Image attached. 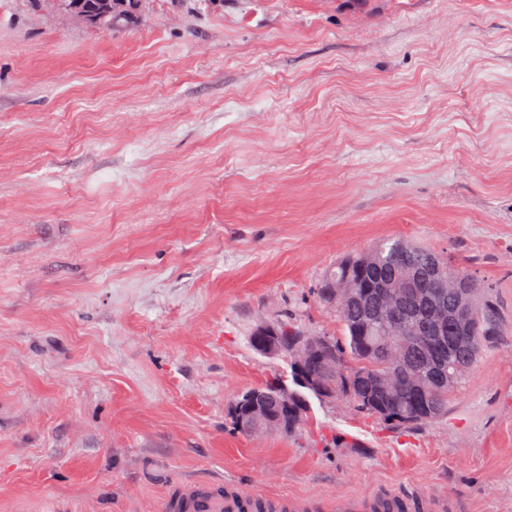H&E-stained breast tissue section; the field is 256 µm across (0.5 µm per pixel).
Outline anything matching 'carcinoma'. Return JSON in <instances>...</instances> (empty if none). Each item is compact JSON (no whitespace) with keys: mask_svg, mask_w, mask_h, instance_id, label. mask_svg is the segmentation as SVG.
Instances as JSON below:
<instances>
[{"mask_svg":"<svg viewBox=\"0 0 512 512\" xmlns=\"http://www.w3.org/2000/svg\"><path fill=\"white\" fill-rule=\"evenodd\" d=\"M148 0H126V8L120 13L100 17L95 26L110 29L120 22H134L145 12ZM437 255L425 248L410 246L395 238L385 239L374 246L371 254L349 256L332 267L324 276L320 289L333 283L336 297L342 298L351 288L363 294V304L377 308L386 304L375 288L378 274L395 270L405 272L410 278L428 270L430 261ZM441 270L448 278V287L437 289L441 303L453 309L458 304L461 283L470 278L464 271L445 262ZM341 326L342 338L325 337L327 345L312 344L305 354L303 370L306 374L333 385L336 395L345 397L359 409L380 420L403 428H411L433 422L448 413L451 393L473 366L482 346L496 326L492 313L480 303H474L475 324L473 334L459 336L453 325H448V335L433 336L425 326V312L411 302L402 305L393 327V335L381 336L379 332L364 324L361 308L335 302ZM279 340L283 351L291 360L298 357L295 341L309 334L287 322H277ZM400 342L404 347V366L397 369L386 363L385 347L388 342ZM349 369L358 375L344 388L330 372V366ZM392 373L389 388L380 387L376 377ZM264 399L260 411L280 420L277 432L282 435L294 433L306 414L307 404L295 407L293 402L285 403L283 393L288 397L302 395L296 389L285 387L282 376H273L264 383ZM236 416L243 423H251L257 417L240 394L232 403Z\"/></svg>","mask_w":512,"mask_h":512,"instance_id":"cac0c4a2","label":"carcinoma"}]
</instances>
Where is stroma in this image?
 I'll return each instance as SVG.
<instances>
[{
	"instance_id": "obj_1",
	"label": "stroma",
	"mask_w": 512,
	"mask_h": 512,
	"mask_svg": "<svg viewBox=\"0 0 512 512\" xmlns=\"http://www.w3.org/2000/svg\"><path fill=\"white\" fill-rule=\"evenodd\" d=\"M486 107L471 110V98ZM387 237L498 314L445 417L231 402L341 336L318 296ZM512 512V0H150L104 30L0 0V512H160L176 482ZM272 325L276 326L280 331L281 335L278 336V338L283 342V352L290 355L291 362L295 361L298 357V344H295V341L300 337H305L307 339L311 335L288 321L272 323ZM272 325H259L254 333L255 346L251 341L254 349L256 347L259 353L267 356L277 355L280 351V346L275 340L277 330ZM263 385V390L266 394L264 395V399L262 400L261 404H259V414L261 415V412H263L265 415L278 417L280 420V428L270 429V431H274L282 435H291L301 425L307 408V404L303 402L302 406L299 408V411H297V408L291 399L293 395H298L305 398L304 394L299 390L290 389L288 384L282 381L281 375L273 376V378L266 381ZM284 385H286V388ZM287 391L288 411L283 400L280 398L281 395Z\"/></svg>"
}]
</instances>
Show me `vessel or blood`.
Segmentation results:
<instances>
[{
    "instance_id": "1",
    "label": "vessel or blood",
    "mask_w": 512,
    "mask_h": 512,
    "mask_svg": "<svg viewBox=\"0 0 512 512\" xmlns=\"http://www.w3.org/2000/svg\"><path fill=\"white\" fill-rule=\"evenodd\" d=\"M162 512H458L451 497L416 498L395 493H350L332 499L247 492L224 479L186 480L167 497Z\"/></svg>"
}]
</instances>
